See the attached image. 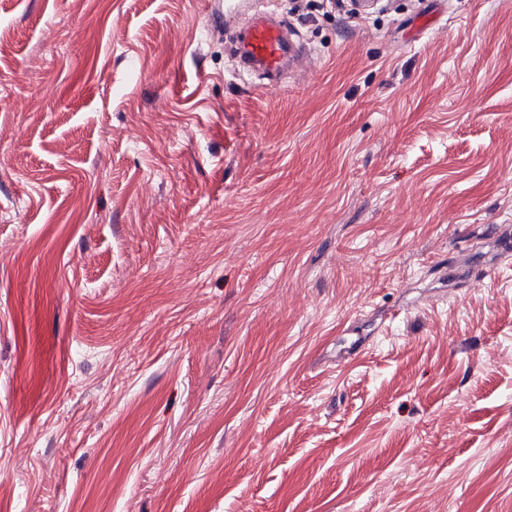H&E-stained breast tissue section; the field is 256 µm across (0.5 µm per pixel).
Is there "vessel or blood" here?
<instances>
[{"label":"vessel or blood","mask_w":512,"mask_h":512,"mask_svg":"<svg viewBox=\"0 0 512 512\" xmlns=\"http://www.w3.org/2000/svg\"><path fill=\"white\" fill-rule=\"evenodd\" d=\"M286 25L273 18H260L245 30L240 62L249 70L262 71L268 78L281 77L285 68L298 69L307 61L305 49L285 36Z\"/></svg>","instance_id":"obj_1"}]
</instances>
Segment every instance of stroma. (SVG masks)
<instances>
[{
	"label": "stroma",
	"mask_w": 512,
	"mask_h": 512,
	"mask_svg": "<svg viewBox=\"0 0 512 512\" xmlns=\"http://www.w3.org/2000/svg\"><path fill=\"white\" fill-rule=\"evenodd\" d=\"M0 0V512H512V0ZM286 23L260 18L245 29L240 62L248 70L262 71L268 79L280 78L286 65L299 69L307 61L305 49L285 37Z\"/></svg>",
	"instance_id": "obj_1"
}]
</instances>
